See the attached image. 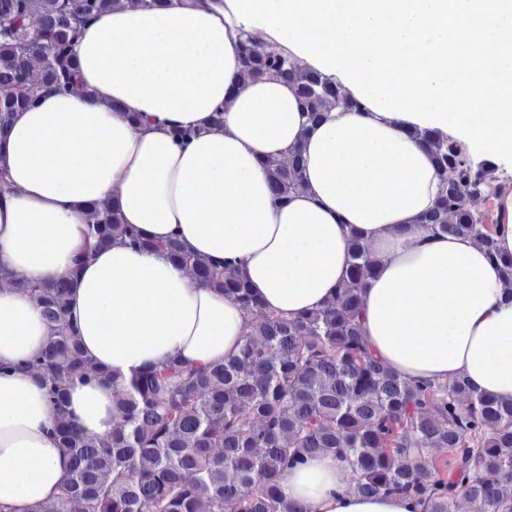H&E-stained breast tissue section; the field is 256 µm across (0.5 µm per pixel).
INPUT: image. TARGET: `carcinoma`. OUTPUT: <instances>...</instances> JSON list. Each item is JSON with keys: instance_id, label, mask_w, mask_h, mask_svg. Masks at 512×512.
<instances>
[{"instance_id": "cac0c4a2", "label": "carcinoma", "mask_w": 512, "mask_h": 512, "mask_svg": "<svg viewBox=\"0 0 512 512\" xmlns=\"http://www.w3.org/2000/svg\"><path fill=\"white\" fill-rule=\"evenodd\" d=\"M169 2L0 0V131L39 89L77 88L83 21ZM239 63L245 82L292 83L310 127L334 109L358 107L341 83L249 33H241ZM413 136L441 181L422 223L481 244L500 263L512 298V254H501L493 237V200L507 180L447 135L416 128ZM264 166L275 198L302 187L299 151ZM474 199L485 207H473ZM85 238L72 274L89 250L129 240L241 303L249 329L239 353L220 363L189 369L173 358L126 380L83 351L67 321L70 282L37 284L0 268V285L28 292L50 328L34 372L54 405L53 433L70 470L43 512H308L285 499L278 479L319 453L343 462L357 491L404 495L421 512H456L459 487L470 512H512V400L479 393L463 376L409 383L368 348L363 293L378 263L359 231L349 233L350 263L336 299L293 320L264 310L233 263L214 266L176 239H143L113 204L89 206ZM94 381L112 385L116 420L106 437L67 418L68 391Z\"/></svg>"}]
</instances>
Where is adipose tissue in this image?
Returning <instances> with one entry per match:
<instances>
[{"instance_id":"1","label":"adipose tissue","mask_w":512,"mask_h":512,"mask_svg":"<svg viewBox=\"0 0 512 512\" xmlns=\"http://www.w3.org/2000/svg\"><path fill=\"white\" fill-rule=\"evenodd\" d=\"M244 31L338 79L359 108L303 126L288 81H241ZM76 54L80 90H40L0 134V267L72 278L68 319L97 365L128 378L173 358L220 362L248 321L156 249L117 243L75 266L88 206L113 202L156 244L174 237L209 262L238 261L254 298L288 318L335 298L359 230L379 260L363 299L369 348L408 381L462 375L512 399V300L480 244L422 224L440 180L412 135L438 130L512 158V0H173L84 22ZM180 127L199 135L177 141ZM295 149L303 187L276 200L263 162ZM48 336L33 297L1 286L0 512H38L69 470L27 368ZM67 410L87 432L112 431L110 387L71 388ZM280 486L312 512H417L404 496L348 489L330 455Z\"/></svg>"}]
</instances>
